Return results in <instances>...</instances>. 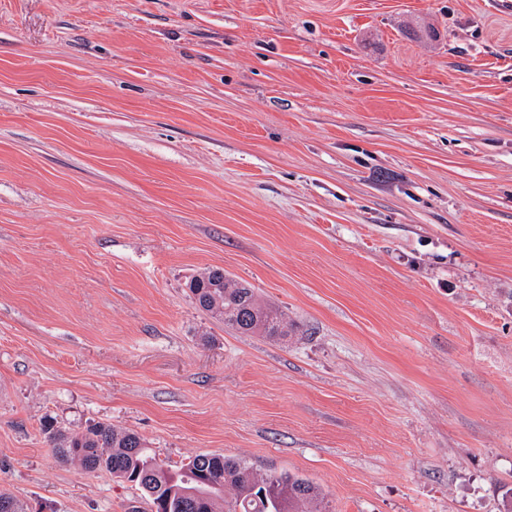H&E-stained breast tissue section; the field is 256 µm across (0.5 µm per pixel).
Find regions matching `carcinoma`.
Returning a JSON list of instances; mask_svg holds the SVG:
<instances>
[{"label": "carcinoma", "instance_id": "carcinoma-1", "mask_svg": "<svg viewBox=\"0 0 512 512\" xmlns=\"http://www.w3.org/2000/svg\"><path fill=\"white\" fill-rule=\"evenodd\" d=\"M188 288L201 309L241 335H289L285 315L263 303L249 285L224 275L222 268L203 271ZM42 431L58 458L109 472L140 492L152 512H333L319 486L298 475L275 473L270 480L246 462L222 454L197 455L173 471L138 434L107 422L71 430L46 420ZM0 512H28V506L0 492Z\"/></svg>", "mask_w": 512, "mask_h": 512}]
</instances>
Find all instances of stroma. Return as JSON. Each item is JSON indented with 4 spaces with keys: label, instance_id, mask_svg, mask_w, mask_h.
Returning a JSON list of instances; mask_svg holds the SVG:
<instances>
[{
    "label": "stroma",
    "instance_id": "obj_1",
    "mask_svg": "<svg viewBox=\"0 0 512 512\" xmlns=\"http://www.w3.org/2000/svg\"><path fill=\"white\" fill-rule=\"evenodd\" d=\"M210 267L295 335L199 309ZM47 417L503 512L512 0H0V490L150 512Z\"/></svg>",
    "mask_w": 512,
    "mask_h": 512
}]
</instances>
